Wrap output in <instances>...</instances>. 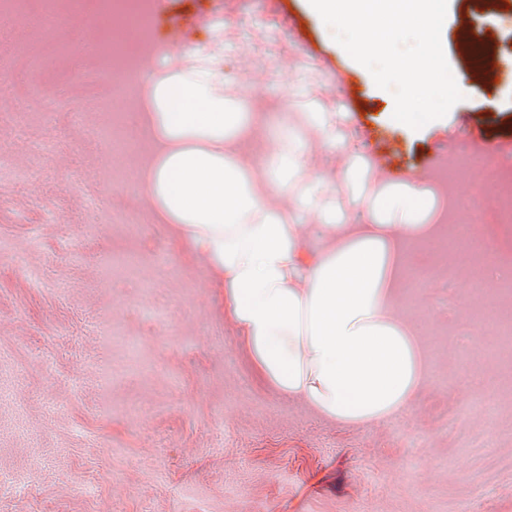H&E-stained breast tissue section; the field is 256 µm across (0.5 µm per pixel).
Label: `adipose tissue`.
I'll return each mask as SVG.
<instances>
[{
	"label": "adipose tissue",
	"mask_w": 512,
	"mask_h": 512,
	"mask_svg": "<svg viewBox=\"0 0 512 512\" xmlns=\"http://www.w3.org/2000/svg\"><path fill=\"white\" fill-rule=\"evenodd\" d=\"M149 126L161 145L145 174L159 221L207 261L261 379L326 418L363 426L403 414L428 378L417 327L397 314L409 250L438 244L436 198L424 183L377 181L348 158L338 185L308 164L305 132L329 148L349 134L328 112L289 119L271 141L270 184L309 213L289 222L265 201L237 147L247 112H232L204 70L173 73Z\"/></svg>",
	"instance_id": "ef3b65f1"
}]
</instances>
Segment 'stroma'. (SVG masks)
Masks as SVG:
<instances>
[{
    "label": "stroma",
    "mask_w": 512,
    "mask_h": 512,
    "mask_svg": "<svg viewBox=\"0 0 512 512\" xmlns=\"http://www.w3.org/2000/svg\"><path fill=\"white\" fill-rule=\"evenodd\" d=\"M225 28L224 97L242 111L236 55L299 66L259 90L281 110L343 112L350 147L387 171L429 181L459 164L467 240L448 226L444 250L410 253L401 313L423 323L428 381L407 412L343 427L266 385L206 262L150 215L113 221L119 203L107 152L72 136L81 103L60 91L25 98L40 128L0 139V512H512V367L499 335H477L473 309L512 288V234H493V197L512 188V9L449 0L441 39L468 97L420 130L394 120L376 86L318 24L305 0L286 13L265 0H208ZM299 16V41L289 15ZM469 42H461L460 31ZM502 51L497 83H476V49ZM342 80L323 93L329 69ZM485 253L486 283L448 278L442 252Z\"/></svg>",
    "instance_id": "stroma-1"
}]
</instances>
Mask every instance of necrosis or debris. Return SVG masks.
I'll return each instance as SVG.
<instances>
[{"instance_id": "4bbe7bcc", "label": "necrosis or debris", "mask_w": 512, "mask_h": 512, "mask_svg": "<svg viewBox=\"0 0 512 512\" xmlns=\"http://www.w3.org/2000/svg\"><path fill=\"white\" fill-rule=\"evenodd\" d=\"M81 2L0 0V36L25 35L21 54L0 49V138L31 121V112L14 103L18 76L35 70L44 83L65 80L70 98L88 103L93 135L110 140L112 175L126 183L136 177L130 161L141 148L125 134L138 104L125 77L157 58L153 0H98L90 14Z\"/></svg>"}]
</instances>
